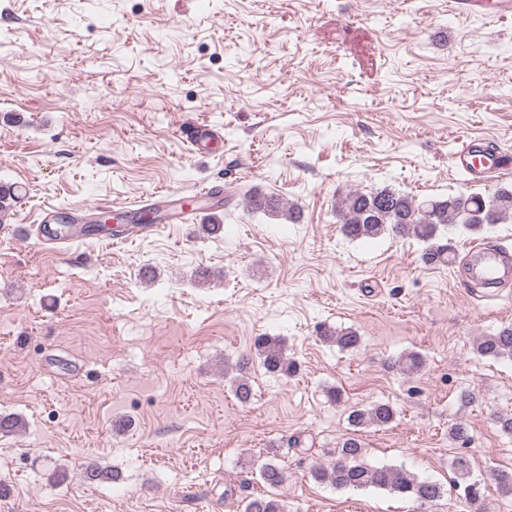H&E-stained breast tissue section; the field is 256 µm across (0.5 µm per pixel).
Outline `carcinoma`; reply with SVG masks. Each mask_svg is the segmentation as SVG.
<instances>
[{"mask_svg":"<svg viewBox=\"0 0 512 512\" xmlns=\"http://www.w3.org/2000/svg\"><path fill=\"white\" fill-rule=\"evenodd\" d=\"M247 201L254 211H282L280 200L273 195L255 193L247 196ZM464 210L474 214L472 222L466 225L471 231L485 224L511 220L512 189L500 187L491 194L460 193L447 198H416L387 187L367 192L353 189L339 195L335 216L341 233L351 240L373 239L384 234L413 237L424 244L422 262L432 265L446 261L449 248L438 244L440 232L451 224L461 223ZM322 337L336 342L343 350H353L360 342L359 336L348 330L325 329ZM475 346L482 357L512 360V324L479 337ZM254 358L270 373L288 375L295 370V362L286 354L281 340L274 336L263 334L255 337L251 355L242 358L236 370L244 372ZM394 418L395 410L388 403L353 409L348 415L349 425L355 432L368 426H386ZM453 470L457 477L455 486L463 488L465 499L472 504L482 501V484L472 477L469 461L463 456L455 458ZM257 471L269 491L245 499L241 512H287L278 493L286 480L285 469L266 461L257 467ZM312 476L316 481L329 482L338 489H384L421 505L435 502L443 495L440 484L422 480L406 469L368 464L364 459L363 443L354 436L342 442L332 466L314 469Z\"/></svg>","mask_w":512,"mask_h":512,"instance_id":"1","label":"carcinoma"}]
</instances>
